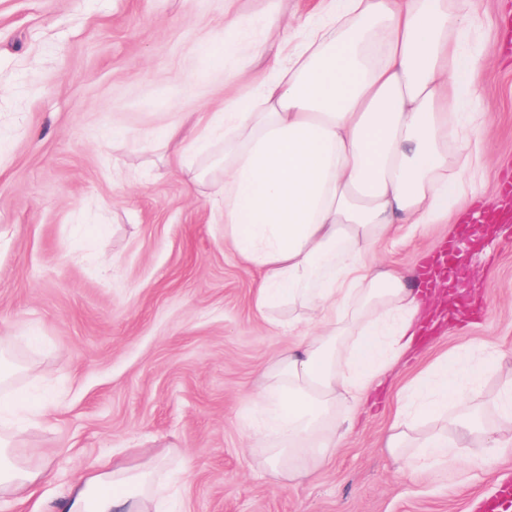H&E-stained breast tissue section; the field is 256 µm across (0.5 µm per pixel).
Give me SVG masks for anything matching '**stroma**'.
<instances>
[{
  "mask_svg": "<svg viewBox=\"0 0 512 512\" xmlns=\"http://www.w3.org/2000/svg\"><path fill=\"white\" fill-rule=\"evenodd\" d=\"M315 0H0V351L18 404L41 405L16 452L51 478L54 512L98 460L155 456L187 465L182 512H475L512 478V450L477 466L480 435L449 432L462 459L408 478L384 441L398 392L447 354L493 350L497 367L471 406L485 421L512 387V229L467 241L448 281L455 311H431L416 348L387 374L330 463L279 485L247 452L262 370L295 334L287 307L255 313L261 277L213 219L223 143L181 166L166 128L210 120L264 76L271 21ZM467 45L485 66L471 104L488 158L466 177L469 206L491 207L512 178V57L507 0H475ZM239 18L231 26V18ZM205 172L189 181L187 169ZM448 241L444 225L383 244L377 257L416 284Z\"/></svg>",
  "mask_w": 512,
  "mask_h": 512,
  "instance_id": "obj_1",
  "label": "stroma"
}]
</instances>
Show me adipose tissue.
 <instances>
[{
	"instance_id": "obj_1",
	"label": "adipose tissue",
	"mask_w": 512,
	"mask_h": 512,
	"mask_svg": "<svg viewBox=\"0 0 512 512\" xmlns=\"http://www.w3.org/2000/svg\"><path fill=\"white\" fill-rule=\"evenodd\" d=\"M288 28L269 76L214 122L170 128L175 157L224 138L217 221L239 259L260 269L261 317L287 306L300 337L264 374L271 416L250 426L283 479L328 463L359 409L413 347L424 312L404 276L374 258L385 242L451 223L466 173L483 165V121L463 111L464 79L482 66L463 52L479 25L470 0H318ZM492 365L468 352L441 360L397 397L385 446L414 474L460 461L435 432L411 437L478 393ZM489 466L512 447V392L484 430ZM159 466L91 464L57 512H165ZM44 468L0 450V497L31 498Z\"/></svg>"
}]
</instances>
